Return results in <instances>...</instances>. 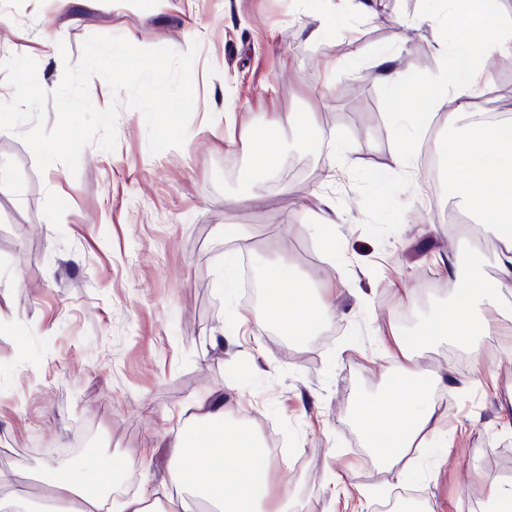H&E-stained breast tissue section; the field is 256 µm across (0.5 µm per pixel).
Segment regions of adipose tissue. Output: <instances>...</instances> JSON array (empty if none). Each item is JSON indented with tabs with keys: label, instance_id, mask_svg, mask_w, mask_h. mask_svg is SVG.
Listing matches in <instances>:
<instances>
[{
	"label": "adipose tissue",
	"instance_id": "obj_1",
	"mask_svg": "<svg viewBox=\"0 0 512 512\" xmlns=\"http://www.w3.org/2000/svg\"><path fill=\"white\" fill-rule=\"evenodd\" d=\"M435 2L445 8L450 23L446 33L435 37L434 50L452 55L453 80L423 72L404 82L390 52L380 55L375 67L393 92L436 110L449 96L470 97L488 84L479 59L512 53V18L504 15L502 0ZM448 127L456 134L448 182L476 217L496 226L504 247L497 255V275L454 280L448 306L426 319L412 342L396 341L393 360L399 374L381 394H353V413L372 458L390 468L410 466L412 449L436 438L441 419L436 404L425 398L432 380L413 363L410 343L448 338L468 343L512 322V118L480 123L475 113L452 112ZM261 276L274 294L253 312V325L309 336L332 320L333 302L294 283L287 265L263 266ZM166 442L172 450L166 478L120 500L110 498L115 483L122 472L150 459L155 440L145 439L120 461L102 459L92 470L47 467L39 481L65 504L66 512H189L192 498L217 505L218 512H265L271 456L250 427L226 420L220 402L207 394L197 397ZM26 472L20 462L0 470V512H34L33 497L21 481Z\"/></svg>",
	"mask_w": 512,
	"mask_h": 512
}]
</instances>
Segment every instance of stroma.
Segmentation results:
<instances>
[{
	"mask_svg": "<svg viewBox=\"0 0 512 512\" xmlns=\"http://www.w3.org/2000/svg\"><path fill=\"white\" fill-rule=\"evenodd\" d=\"M359 2L78 0L68 13L50 0H0V59L32 57L53 89L94 34L142 48L199 44L182 147L151 154L143 115L125 109L114 151L91 145L77 172L60 162L41 172L25 141L0 130L11 184L0 193V468L40 470L46 449L71 451L90 432L101 445L81 466L121 459L210 392L268 446L275 483L309 512H374L399 489L454 512L512 479V335L415 351L420 369L459 382L451 395L430 390L446 412L443 447L416 449V468L373 464L352 415L351 392L378 394L392 367L391 330L413 335L447 306L448 260L462 277L492 276L500 248L494 225L470 219L448 183L457 99L432 114L416 168L391 167L395 117L427 106L392 94L374 60L390 48L404 80L439 74L435 27L419 22L428 0H372L369 14ZM316 12L340 24L312 41ZM485 66L494 111L512 116V53ZM291 112L314 113L311 143H297ZM258 117L278 121L301 171L275 167L255 187ZM317 193L339 215L332 256L305 209ZM243 245L253 269L283 263L309 287L344 283L331 322L301 340L240 327L258 305L241 282L225 285L224 256ZM220 331L233 334L221 349L211 342Z\"/></svg>",
	"mask_w": 512,
	"mask_h": 512,
	"instance_id": "1",
	"label": "stroma"
}]
</instances>
